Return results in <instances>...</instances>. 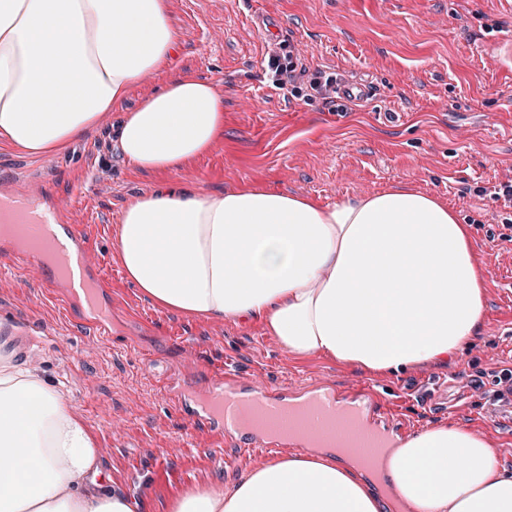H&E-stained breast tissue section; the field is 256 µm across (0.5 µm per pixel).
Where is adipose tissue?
I'll return each instance as SVG.
<instances>
[{
    "label": "adipose tissue",
    "mask_w": 512,
    "mask_h": 512,
    "mask_svg": "<svg viewBox=\"0 0 512 512\" xmlns=\"http://www.w3.org/2000/svg\"><path fill=\"white\" fill-rule=\"evenodd\" d=\"M170 0H0V145L59 154L121 111L136 168L181 171L224 135L213 83L181 73L122 112L139 79L170 70ZM64 80H54L58 67ZM115 248L153 302L190 317L258 322L288 353L397 375L463 353L487 280L470 224L402 185L333 206L260 185L198 195L166 185L122 213ZM0 321V512H142L100 479L99 450L62 391L6 346ZM385 481L414 512H512V471L471 429L407 438ZM378 490L324 454L261 465L230 490L196 487L170 512H385Z\"/></svg>",
    "instance_id": "ef3b65f1"
}]
</instances>
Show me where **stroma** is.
<instances>
[{"mask_svg":"<svg viewBox=\"0 0 512 512\" xmlns=\"http://www.w3.org/2000/svg\"><path fill=\"white\" fill-rule=\"evenodd\" d=\"M180 33L173 67L137 81L125 110L185 71L224 98V135L179 173L134 168L112 142L119 113L60 154L32 158L0 147V181L75 191L66 212L103 254L112 287V335L74 314L16 258L0 259V319L16 329L18 360L62 383L68 406L95 437L100 468L146 512H169L180 492L232 485L265 464L239 446L214 448L193 428L170 382L188 393L227 368L239 385L270 391L365 385L407 434L472 428L512 470V402L496 400L512 369V0H171ZM368 98L335 104L267 85L263 62L279 47ZM199 195L258 184L323 205L402 184L473 219L488 288L479 337L461 355L398 375L321 357H297L243 320L187 317L159 307L127 281L115 250L123 211L161 184ZM166 458L170 483H151Z\"/></svg>","mask_w":512,"mask_h":512,"instance_id":"stroma-1","label":"stroma"}]
</instances>
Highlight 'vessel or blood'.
Masks as SVG:
<instances>
[{
    "instance_id": "b4317fda",
    "label": "vessel or blood",
    "mask_w": 512,
    "mask_h": 512,
    "mask_svg": "<svg viewBox=\"0 0 512 512\" xmlns=\"http://www.w3.org/2000/svg\"><path fill=\"white\" fill-rule=\"evenodd\" d=\"M0 225L14 235L10 254L31 261L34 267L42 265L41 252L61 254L65 272L49 275L50 287L80 306L100 334L111 333L112 297L98 276V252L79 225L68 224L62 204L49 189H42L35 199L26 191L0 198ZM188 412L195 425L208 426L221 443L242 437L252 450L270 452L300 438L311 448L320 438L339 434L366 463L375 448L392 447L400 432L367 390L319 387L305 393H271L234 387L217 393L208 387L193 398Z\"/></svg>"
}]
</instances>
